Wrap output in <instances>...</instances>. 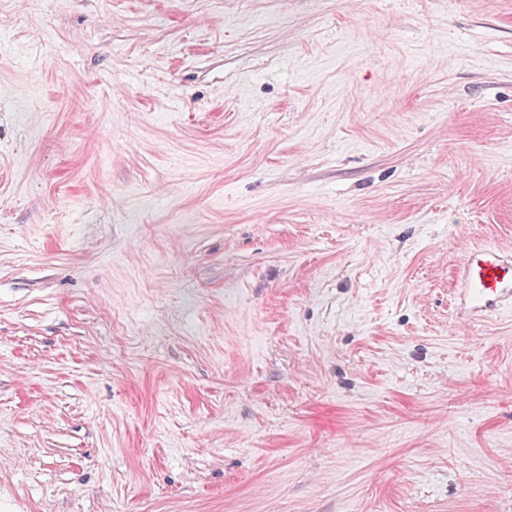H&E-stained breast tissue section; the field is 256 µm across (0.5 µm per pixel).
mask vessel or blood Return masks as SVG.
<instances>
[{"label": "vessel or blood", "instance_id": "b4317fda", "mask_svg": "<svg viewBox=\"0 0 512 512\" xmlns=\"http://www.w3.org/2000/svg\"><path fill=\"white\" fill-rule=\"evenodd\" d=\"M458 315L476 322L488 313L512 308V252L478 247L465 255L455 275Z\"/></svg>", "mask_w": 512, "mask_h": 512}]
</instances>
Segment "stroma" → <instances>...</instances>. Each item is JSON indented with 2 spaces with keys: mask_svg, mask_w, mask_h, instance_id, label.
<instances>
[{
  "mask_svg": "<svg viewBox=\"0 0 512 512\" xmlns=\"http://www.w3.org/2000/svg\"><path fill=\"white\" fill-rule=\"evenodd\" d=\"M512 0H0V512H512ZM457 314L464 322L512 308V254L499 247L467 252L455 275Z\"/></svg>",
  "mask_w": 512,
  "mask_h": 512,
  "instance_id": "1",
  "label": "stroma"
}]
</instances>
